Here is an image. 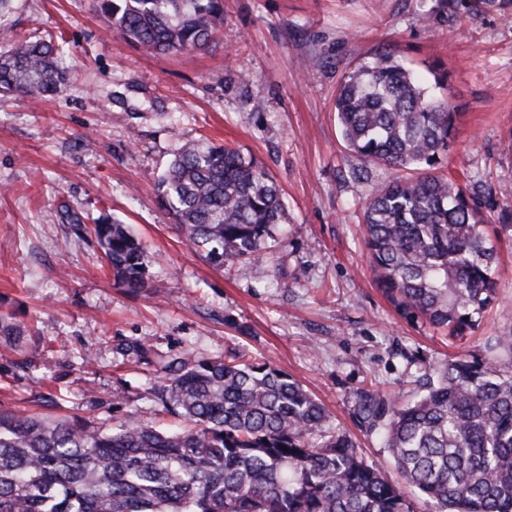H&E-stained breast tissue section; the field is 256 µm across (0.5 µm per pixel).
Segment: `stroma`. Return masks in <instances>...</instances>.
<instances>
[{
    "instance_id": "obj_1",
    "label": "stroma",
    "mask_w": 512,
    "mask_h": 512,
    "mask_svg": "<svg viewBox=\"0 0 512 512\" xmlns=\"http://www.w3.org/2000/svg\"><path fill=\"white\" fill-rule=\"evenodd\" d=\"M224 0V36L188 54L150 55L112 32L96 0H10L0 54L17 38L64 39L70 80L57 97H0V412L113 427L126 417L179 427L150 393L152 358L235 352L296 379L365 459L397 478L390 452L356 416L363 389L403 403L424 373L512 329V226L499 227L498 299L463 344L400 318L377 285L361 206L386 170L346 150L337 91L389 52L425 81L446 74L460 112L444 170L484 203L512 190V0ZM431 21H420L421 12ZM316 56L319 67L305 68ZM208 138L253 156L286 219L237 275L188 246L156 183L179 147ZM130 225L150 285L117 282L93 236L62 207Z\"/></svg>"
}]
</instances>
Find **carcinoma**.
Listing matches in <instances>:
<instances>
[{
    "label": "carcinoma",
    "mask_w": 512,
    "mask_h": 512,
    "mask_svg": "<svg viewBox=\"0 0 512 512\" xmlns=\"http://www.w3.org/2000/svg\"><path fill=\"white\" fill-rule=\"evenodd\" d=\"M98 7L120 39L152 54L205 50L224 28L223 0ZM63 55L51 40H17L0 56V93H61ZM335 106L346 149L395 173L363 208L378 285L403 318L464 340L497 300L488 227L512 223V193L488 208L440 172L457 112L390 53L349 73ZM156 190L180 233L219 268L247 269L284 220L271 176L208 138L180 147ZM68 218L94 236L124 286H148L141 245L126 225ZM161 369L155 392L188 423L180 431L135 418L114 429L0 413V512H414L408 488L436 512H512L511 330L445 364L411 404L376 391L359 396L357 414L391 450L403 487L274 367L186 352Z\"/></svg>",
    "instance_id": "1"
}]
</instances>
